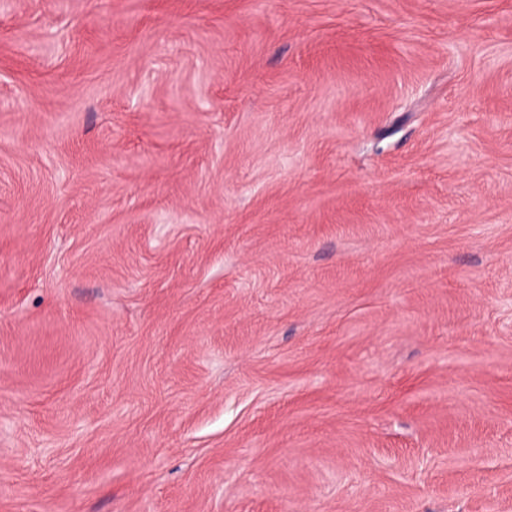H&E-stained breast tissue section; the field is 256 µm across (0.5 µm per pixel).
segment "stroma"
Returning <instances> with one entry per match:
<instances>
[{
    "instance_id": "obj_1",
    "label": "stroma",
    "mask_w": 512,
    "mask_h": 512,
    "mask_svg": "<svg viewBox=\"0 0 512 512\" xmlns=\"http://www.w3.org/2000/svg\"><path fill=\"white\" fill-rule=\"evenodd\" d=\"M0 512H512V0H0Z\"/></svg>"
}]
</instances>
